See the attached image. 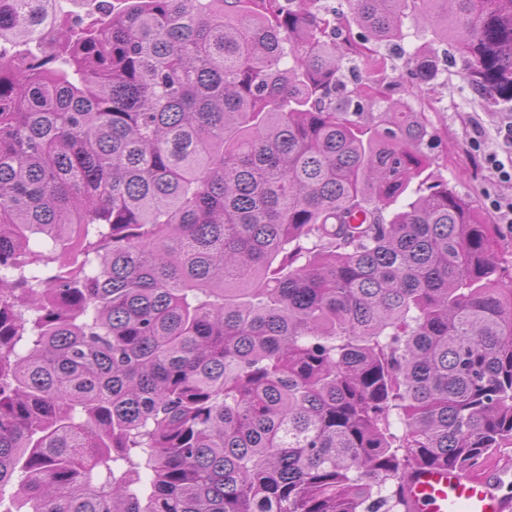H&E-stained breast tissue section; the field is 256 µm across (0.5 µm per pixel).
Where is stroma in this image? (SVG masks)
Wrapping results in <instances>:
<instances>
[{
    "mask_svg": "<svg viewBox=\"0 0 512 512\" xmlns=\"http://www.w3.org/2000/svg\"><path fill=\"white\" fill-rule=\"evenodd\" d=\"M422 37L420 30L408 25L397 44L381 46V53L388 59L385 92L391 100H407L414 108L424 109L438 137L433 150L438 177L448 181L460 195L470 198L487 223L497 224L494 213L486 205L485 195L512 194V183L497 182L476 164L469 136L473 122H481L491 130L511 116L512 102H487L462 81L458 66L450 62L440 63L438 75L430 84L410 91L406 54L421 44Z\"/></svg>",
    "mask_w": 512,
    "mask_h": 512,
    "instance_id": "stroma-1",
    "label": "stroma"
}]
</instances>
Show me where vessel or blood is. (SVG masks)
<instances>
[{
	"mask_svg": "<svg viewBox=\"0 0 512 512\" xmlns=\"http://www.w3.org/2000/svg\"><path fill=\"white\" fill-rule=\"evenodd\" d=\"M406 495L414 512H507L511 507L490 477H474L452 468L414 474Z\"/></svg>",
	"mask_w": 512,
	"mask_h": 512,
	"instance_id": "obj_1",
	"label": "vessel or blood"
}]
</instances>
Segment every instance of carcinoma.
Masks as SVG:
<instances>
[{
  "mask_svg": "<svg viewBox=\"0 0 512 512\" xmlns=\"http://www.w3.org/2000/svg\"><path fill=\"white\" fill-rule=\"evenodd\" d=\"M0 0L8 512H414L512 447L499 231L342 60L512 101V0ZM82 4L83 11L68 5ZM414 194L388 216L384 210ZM398 415L402 432L392 431Z\"/></svg>",
  "mask_w": 512,
  "mask_h": 512,
  "instance_id": "carcinoma-1",
  "label": "carcinoma"
}]
</instances>
